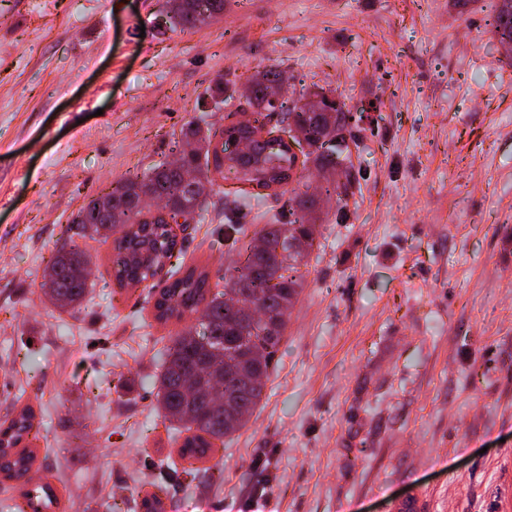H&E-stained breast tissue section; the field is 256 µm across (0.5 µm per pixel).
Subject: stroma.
<instances>
[{
	"label": "stroma",
	"mask_w": 512,
	"mask_h": 512,
	"mask_svg": "<svg viewBox=\"0 0 512 512\" xmlns=\"http://www.w3.org/2000/svg\"><path fill=\"white\" fill-rule=\"evenodd\" d=\"M491 0H224L169 25L166 0H0V421L44 415L32 479L55 512H512V59ZM353 121L342 200L319 202L301 287L243 427L194 482L156 490L182 434L156 401L182 326L158 324L166 278L119 287L112 245L82 238L81 307L44 294L79 210L173 159L206 88L264 67ZM284 194L226 206L217 179L173 261L211 280L292 218ZM183 7L176 16L170 17L172 26L192 29L207 24L224 13V0H181Z\"/></svg>",
	"instance_id": "35a3bbf8"
}]
</instances>
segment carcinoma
<instances>
[{"label": "carcinoma", "instance_id": "obj_1", "mask_svg": "<svg viewBox=\"0 0 512 512\" xmlns=\"http://www.w3.org/2000/svg\"><path fill=\"white\" fill-rule=\"evenodd\" d=\"M183 7L171 17L170 24L192 29L204 25L224 13V0H182ZM489 25L499 40L512 41V0H500ZM283 70L271 66L256 72L249 79L255 100L246 105H260L266 92L279 83ZM280 123L268 133L291 131V122L303 121L309 125V145L317 155L307 153L302 161L292 158L288 151L273 147L271 139L263 136L269 114L261 111L253 117V126L242 125L239 113L224 114L219 127L201 126L190 122L182 131V142L193 146L190 153L177 148L179 165L165 162L155 166L142 177L127 178L108 194L110 206L100 198L90 199L74 220L75 234L90 233L105 239L113 238L117 281L120 287L135 286L153 278L157 269L167 265L178 248L177 235L163 216H149L140 206L145 195L156 194L165 198L166 206L175 211L194 212L201 207L206 196V185L213 177L234 172L243 184L235 198L261 196V191L276 192L288 185L297 172L305 171L309 160L325 168L335 166L320 152L319 136L336 124V103L328 112H299L297 107L287 108ZM251 137L249 153L238 158L224 154V143L238 137ZM196 173L192 183L184 181L183 172ZM316 199L303 194L293 210L295 219L281 224L275 217L263 225L259 238L265 247L259 251L249 243L243 246V260L226 269L224 290L211 292L208 271L199 266L188 267L182 276L172 280L154 302V318L166 325L195 318L201 330L184 328L173 340L159 377L157 400L166 417L189 433L181 445V457L198 460L213 448V441L235 432L242 423H233L234 412H250L260 401L267 377L270 359L285 330V319H280L276 334L270 335L261 322L238 317V312L226 300L235 298L245 305L263 303L274 312L292 303L301 287L299 266L304 254L291 251L290 240L300 234L307 238V247L313 246L315 225L311 224ZM88 260L76 249H60L50 260L42 289L62 308L81 305L87 292ZM263 342L262 350L248 357L243 366L250 384L239 382V373L229 372L223 377L222 393L232 397L233 405L222 408L214 404L211 395L210 372L219 354L211 349L224 343L242 347L252 338ZM42 418L28 404L14 409L12 416L0 423V480L11 486L14 512H49L57 507L59 498L48 482L25 479L37 462L34 441L39 439Z\"/></svg>", "mask_w": 512, "mask_h": 512}]
</instances>
